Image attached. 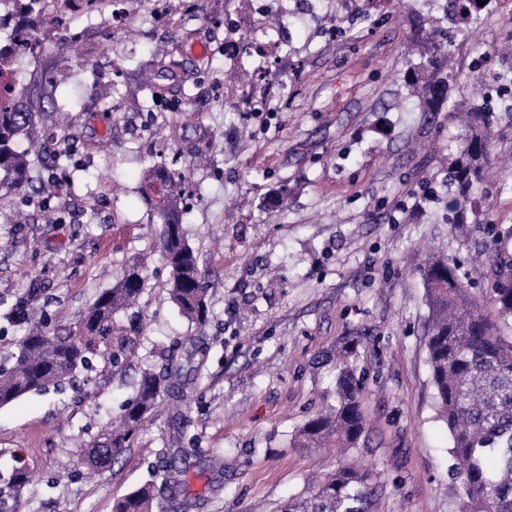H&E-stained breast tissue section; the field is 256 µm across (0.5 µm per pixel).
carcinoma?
<instances>
[{"label": "carcinoma", "instance_id": "obj_1", "mask_svg": "<svg viewBox=\"0 0 512 512\" xmlns=\"http://www.w3.org/2000/svg\"><path fill=\"white\" fill-rule=\"evenodd\" d=\"M28 3L29 19L14 25L11 54L32 50L33 33L39 27L38 11L32 5L40 0ZM494 4L495 0H486L483 6L477 0H445L440 17L409 9L412 36L402 82L419 111L443 112L448 103V70L455 46L442 33V24L457 28L480 18ZM33 109L31 98L0 102V187L22 188L28 182L29 157L45 150L34 142L20 149L33 122ZM459 118L464 135L448 155V192L453 196L455 222L464 224L473 194L487 175L488 138L495 118L481 78L474 79ZM183 183V177L156 167L148 171L141 192L161 221L159 242L171 271V298L183 316L202 325L209 298L182 221ZM495 271L493 314L470 294L457 261L433 257L422 273L429 321L427 361L440 417L448 429L453 475L462 489L461 512H512V336L503 334V328L512 329V259L496 254ZM145 272L139 260L124 266L116 284L94 299L67 334L30 330L13 365L0 367V407L59 387L87 368L97 352L96 343L112 335L115 316L141 295ZM360 346L359 337H346L326 358L336 405L306 423L303 434L308 442L334 441L347 450L364 445L363 378L356 364ZM196 355L197 351L190 352L185 362L172 355L161 371L142 372L119 425L104 429L83 454L88 474L102 472L106 460H115L131 447L163 396L184 397L186 387L202 376L204 362ZM155 456L166 472L163 490L145 484L118 500L113 512H183L185 482L176 458L168 448L158 449ZM369 479V472L341 465L314 484L309 496L288 501L282 512H371L375 488Z\"/></svg>", "mask_w": 512, "mask_h": 512}]
</instances>
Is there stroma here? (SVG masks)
<instances>
[{
	"instance_id": "obj_1",
	"label": "stroma",
	"mask_w": 512,
	"mask_h": 512,
	"mask_svg": "<svg viewBox=\"0 0 512 512\" xmlns=\"http://www.w3.org/2000/svg\"><path fill=\"white\" fill-rule=\"evenodd\" d=\"M125 23L111 25L113 4ZM400 0H97L55 31L40 30L25 74H38L31 133L52 141L33 181L0 189V364L31 325L10 317L38 287L48 330L66 333L123 267L149 255L138 305L88 371L61 389L0 408V475L25 468L16 512H112L162 482L157 448H187L185 512H281L314 476L352 460L368 469L374 512H459L448 430L427 364L421 268L456 259L488 302L495 253L512 256V167L477 194V220L448 221L447 164L462 133L456 109L481 77L499 120L490 158L512 157V0L456 29L451 96L428 117L404 94L410 25ZM175 18L169 26L167 18ZM285 26L250 88L239 65L259 61L273 20ZM234 53H226V45ZM204 46L196 56L195 46ZM153 74L148 91L141 71ZM265 109L252 111L253 97ZM183 175L182 219L209 289L205 326L171 301L157 247L160 220L140 187L151 167ZM198 336L205 377L183 400L163 398L131 448L93 480L85 448L119 415L142 371ZM359 336L365 447L348 456L307 447L303 428L335 403L316 360ZM125 344L127 356L110 354ZM187 416L178 432L175 419Z\"/></svg>"
}]
</instances>
